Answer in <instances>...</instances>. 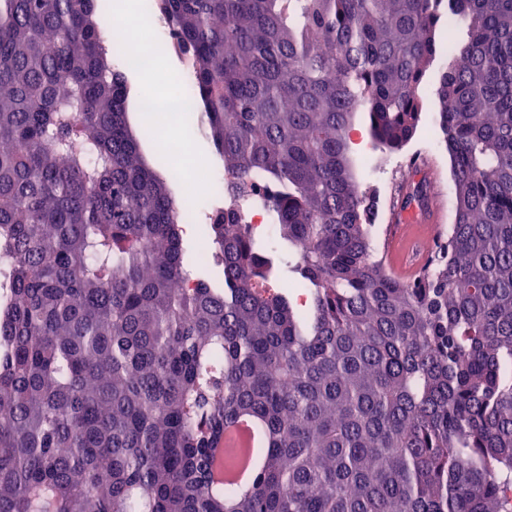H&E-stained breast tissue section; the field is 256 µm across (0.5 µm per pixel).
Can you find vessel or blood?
I'll use <instances>...</instances> for the list:
<instances>
[{"mask_svg": "<svg viewBox=\"0 0 512 512\" xmlns=\"http://www.w3.org/2000/svg\"><path fill=\"white\" fill-rule=\"evenodd\" d=\"M440 220V213L434 210H404L386 230L387 266L400 277H413L424 263V244L436 238Z\"/></svg>", "mask_w": 512, "mask_h": 512, "instance_id": "obj_1", "label": "vessel or blood"}]
</instances>
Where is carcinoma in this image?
I'll list each match as a JSON object with an SVG mask.
<instances>
[{
    "label": "carcinoma",
    "instance_id": "obj_1",
    "mask_svg": "<svg viewBox=\"0 0 512 512\" xmlns=\"http://www.w3.org/2000/svg\"><path fill=\"white\" fill-rule=\"evenodd\" d=\"M157 2L235 180L193 266L100 0H0V512H512V0ZM428 81L455 219L402 279L350 131L405 148ZM231 437L249 445L248 448H237L239 460L233 480L241 490H251L254 484V474L263 465L261 445L263 429L257 421L244 418L238 422V426L230 434Z\"/></svg>",
    "mask_w": 512,
    "mask_h": 512
}]
</instances>
